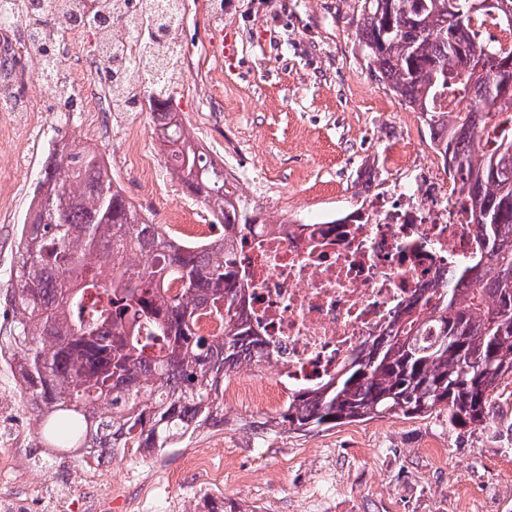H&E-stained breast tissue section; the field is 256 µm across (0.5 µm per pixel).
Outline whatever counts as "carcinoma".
<instances>
[{
    "label": "carcinoma",
    "mask_w": 512,
    "mask_h": 512,
    "mask_svg": "<svg viewBox=\"0 0 512 512\" xmlns=\"http://www.w3.org/2000/svg\"><path fill=\"white\" fill-rule=\"evenodd\" d=\"M48 2L34 23L54 28L69 0ZM490 13L512 23V0H487L475 12L469 0H361L363 51L422 114L433 147L460 177L484 257L438 292L431 311H408V322L352 354L335 377L288 389L277 425L310 433L436 409L448 412L452 428L476 425L512 378V47L478 37L472 21ZM180 19V0H150L147 12L115 23L137 34L156 25L166 32L143 38L134 56L109 25L100 63L112 100L158 99L173 173L224 236L178 240L126 199L96 152L64 143L46 156L16 244L19 386L42 447L68 448L78 462L113 458L128 444L169 448L224 422V379L264 359L247 324L249 287L234 250L263 220L171 111ZM446 95L470 98L476 109L443 112L437 102ZM164 278L181 280L183 293L165 296ZM200 308L224 321L222 338L195 331Z\"/></svg>",
    "instance_id": "1"
}]
</instances>
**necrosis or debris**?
Masks as SVG:
<instances>
[{"label": "necrosis or debris", "instance_id": "necrosis-or-debris-1", "mask_svg": "<svg viewBox=\"0 0 512 512\" xmlns=\"http://www.w3.org/2000/svg\"><path fill=\"white\" fill-rule=\"evenodd\" d=\"M399 177L375 180L358 219L307 223L279 216L237 244L251 285L248 319L279 383L316 387L411 305L448 287L482 250L469 200L426 148L421 161L396 158ZM0 512H51L41 482L16 464L31 434L26 415L0 395Z\"/></svg>", "mask_w": 512, "mask_h": 512}]
</instances>
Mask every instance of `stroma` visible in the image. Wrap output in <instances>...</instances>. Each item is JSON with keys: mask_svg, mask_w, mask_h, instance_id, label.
<instances>
[{"mask_svg": "<svg viewBox=\"0 0 512 512\" xmlns=\"http://www.w3.org/2000/svg\"><path fill=\"white\" fill-rule=\"evenodd\" d=\"M361 0H184L173 40L184 67L172 94L185 131L223 165L253 184L245 200L264 219L287 210L292 221L314 212L357 208L358 170L392 177V149L418 156L429 138L415 112L381 78L356 36ZM237 48L224 66V43ZM99 43L88 29L67 61L82 76L75 96L103 101L94 64ZM149 107L103 112L94 122L37 113L27 125L0 111V267L12 269L18 234L54 141L88 146L109 166L124 195L154 223L170 226L177 207L202 212L166 167ZM27 177L15 184V162ZM482 423L449 428L446 412L382 418L311 433L277 425L283 401L225 407L224 422L176 447L135 457L133 481L101 495H79L81 467L65 458L47 468L48 491L71 496L73 512H512V379ZM224 458V489L208 493L186 472L201 453Z\"/></svg>", "mask_w": 512, "mask_h": 512, "instance_id": "obj_1", "label": "stroma"}]
</instances>
